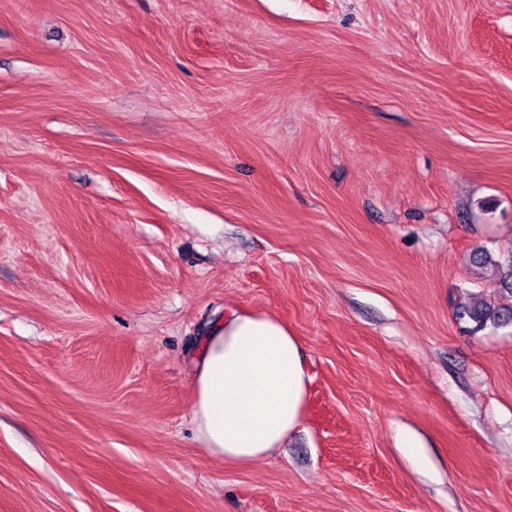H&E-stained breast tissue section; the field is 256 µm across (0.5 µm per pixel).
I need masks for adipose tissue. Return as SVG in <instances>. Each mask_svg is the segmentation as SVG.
<instances>
[{"label":"adipose tissue","mask_w":512,"mask_h":512,"mask_svg":"<svg viewBox=\"0 0 512 512\" xmlns=\"http://www.w3.org/2000/svg\"><path fill=\"white\" fill-rule=\"evenodd\" d=\"M307 389L299 340L287 324L235 311L210 330L194 363L192 423L211 454L245 466L299 426Z\"/></svg>","instance_id":"1"}]
</instances>
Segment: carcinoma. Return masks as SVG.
I'll use <instances>...</instances> for the list:
<instances>
[{
  "label": "carcinoma",
  "instance_id": "carcinoma-1",
  "mask_svg": "<svg viewBox=\"0 0 512 512\" xmlns=\"http://www.w3.org/2000/svg\"><path fill=\"white\" fill-rule=\"evenodd\" d=\"M470 261L487 270L492 288L460 302L455 307V318L469 324L468 332L475 335L488 326L512 324V248L496 259L484 249L470 253Z\"/></svg>",
  "mask_w": 512,
  "mask_h": 512
}]
</instances>
